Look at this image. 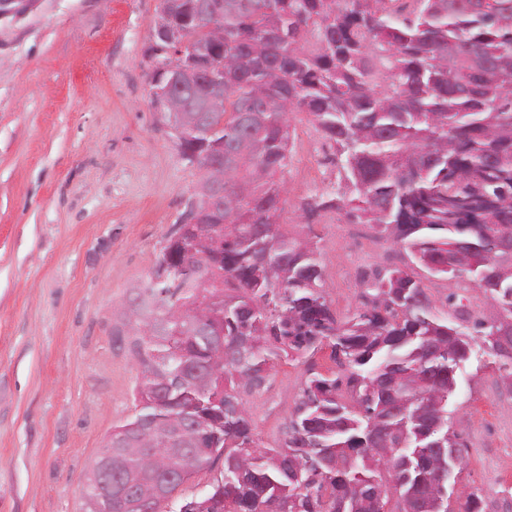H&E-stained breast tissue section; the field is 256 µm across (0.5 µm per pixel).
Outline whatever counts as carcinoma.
Here are the masks:
<instances>
[{"instance_id":"obj_1","label":"carcinoma","mask_w":512,"mask_h":512,"mask_svg":"<svg viewBox=\"0 0 512 512\" xmlns=\"http://www.w3.org/2000/svg\"><path fill=\"white\" fill-rule=\"evenodd\" d=\"M219 1L222 40L193 28L196 9ZM387 2L268 0L260 12L255 0H164L168 23L191 42L184 81L224 67V100L181 101L185 159L224 165L195 225L223 238L224 258L151 288L145 398L119 429L176 413L216 435L183 482L220 460L222 477L207 496L179 500L185 512H450L438 475L463 463L448 455L461 447L448 421L456 371L474 343L492 347L499 315L512 318V257L494 251L512 235V0H413L408 12ZM294 112L333 142L341 184L303 202V213L347 210L429 275L474 284L489 318L449 323L397 266L375 272L352 316L336 314L318 246L277 222ZM217 270L231 293L212 303L223 334L208 335L174 307ZM325 345L339 371L308 367L288 439L260 445L244 396L277 361ZM184 363L216 376L159 389L157 378ZM161 444L125 459L149 494L181 465L175 455L149 460Z\"/></svg>"}]
</instances>
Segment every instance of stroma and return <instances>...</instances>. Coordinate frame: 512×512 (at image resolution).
<instances>
[{
  "label": "stroma",
  "instance_id": "stroma-1",
  "mask_svg": "<svg viewBox=\"0 0 512 512\" xmlns=\"http://www.w3.org/2000/svg\"><path fill=\"white\" fill-rule=\"evenodd\" d=\"M159 0H41L0 25V512H87L84 480L113 427L136 412L139 373L124 308L145 286L199 171L151 104L145 48ZM292 139L278 222L317 244L327 300L360 307L364 277L405 252L344 212L303 223L332 189L333 149L308 114ZM450 321L489 316L477 288ZM304 364L279 362L246 397L256 438L283 437ZM448 415L464 445L459 490L512 512V388L480 345L457 372Z\"/></svg>",
  "mask_w": 512,
  "mask_h": 512
}]
</instances>
